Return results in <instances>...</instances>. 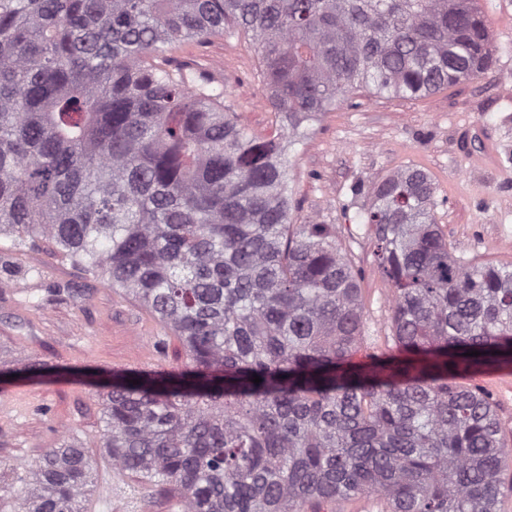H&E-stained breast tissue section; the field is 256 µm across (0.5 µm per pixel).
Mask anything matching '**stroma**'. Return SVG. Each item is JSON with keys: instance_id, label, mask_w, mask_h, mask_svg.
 Listing matches in <instances>:
<instances>
[{"instance_id": "stroma-1", "label": "stroma", "mask_w": 512, "mask_h": 512, "mask_svg": "<svg viewBox=\"0 0 512 512\" xmlns=\"http://www.w3.org/2000/svg\"><path fill=\"white\" fill-rule=\"evenodd\" d=\"M493 65L474 81L406 99L361 89L314 122L292 151L294 223L335 225L361 270L363 341L358 361L395 351L388 322L390 285L374 264L364 216L371 189L410 166L437 186L438 224L455 255L512 262V0H480ZM176 60L196 64L227 90L225 104L257 134L281 118L266 101L259 55L237 37L184 45ZM498 145L495 164L463 149L473 136ZM160 322L139 303L72 266L51 244L18 250L0 237V345L17 358L56 365L54 374L0 381V485L74 433L95 452L101 428L96 386L115 370L180 365L178 343L158 349ZM497 405L512 444V368L475 374ZM106 461L86 499L87 512H170L166 499L130 503L112 491Z\"/></svg>"}]
</instances>
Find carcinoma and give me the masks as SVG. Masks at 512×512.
I'll return each mask as SVG.
<instances>
[{
    "label": "carcinoma",
    "instance_id": "carcinoma-1",
    "mask_svg": "<svg viewBox=\"0 0 512 512\" xmlns=\"http://www.w3.org/2000/svg\"><path fill=\"white\" fill-rule=\"evenodd\" d=\"M224 34L259 51L277 134L169 56ZM491 62L479 0H0V235L50 242L183 353L99 384L120 492L178 512H499L512 446L462 380L512 367V263L454 256L430 177L390 174L366 223L398 354L357 362V273L336 225L293 223L288 154L361 88L419 98ZM55 370L0 357V377ZM95 472L64 436L10 510L84 512Z\"/></svg>",
    "mask_w": 512,
    "mask_h": 512
}]
</instances>
